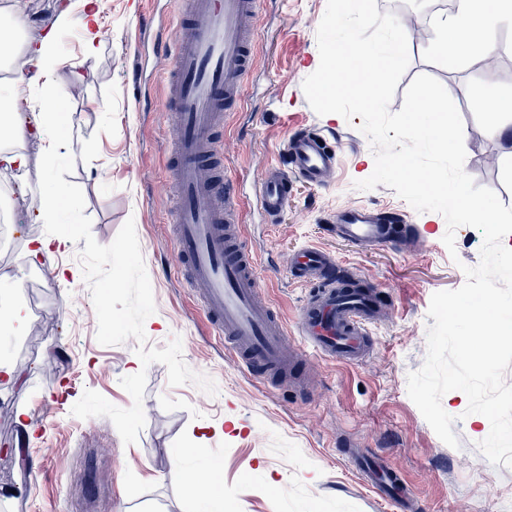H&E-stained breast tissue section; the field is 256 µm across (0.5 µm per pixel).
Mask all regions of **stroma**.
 <instances>
[{
	"instance_id": "obj_1",
	"label": "stroma",
	"mask_w": 512,
	"mask_h": 512,
	"mask_svg": "<svg viewBox=\"0 0 512 512\" xmlns=\"http://www.w3.org/2000/svg\"><path fill=\"white\" fill-rule=\"evenodd\" d=\"M253 67L244 81L243 104L218 135L230 176L243 195V222L250 247L262 261V295L292 327L305 290L284 264L299 247L328 251L337 265L358 270L383 299L370 325V356L355 365L316 359L306 387L267 389L252 381L225 351L205 320L199 291L176 260L170 226L176 193L168 169L175 132L166 106L163 68L145 63L143 101L130 80L135 51L152 55L169 43L175 0H103L96 29L98 51L83 58L80 31L63 38V62L52 75L71 104L68 175L84 195L94 239L110 244L134 220L152 286L154 314L144 323L147 343L164 348L182 340V359L212 379L215 395L195 384L168 383L160 363L142 367L138 343L97 342V317L77 259L82 243L29 262L32 240L45 237L37 218L40 161L47 140L20 141L22 169H0L12 181L14 231L0 240V289H8L26 318L23 328L0 330V363L19 373L0 379V512H83L95 497L96 512H207L186 493L184 476L217 477L237 512H403L378 498L341 458L346 446L364 449L395 466L418 495L415 512H512V468L493 465L478 444L490 432L466 401L445 394L442 406L455 416L460 445H446L407 392V377L424 363L431 297L461 287L464 267L480 260L483 235L463 226L455 251L442 238L447 225L436 212L420 213L393 189L369 191L355 181L369 177L375 159L360 132L361 117L321 116L309 105L302 83L319 59L316 32L327 0H259ZM426 0H377L379 12L418 19L425 35L409 39L410 63L390 104L399 111L418 75L439 80L464 126L465 172L512 206V143L494 137L482 112V94L512 93V22L498 34L495 53L467 54L448 66L427 53L437 37ZM150 23L133 39L140 13ZM82 60L79 75L70 63ZM326 130L338 145V164L323 185L295 179L286 210L266 215L253 184L278 160L289 133L299 126ZM354 205L399 210L419 228L418 241L353 245L329 227L342 208ZM66 272L56 281L53 270ZM146 369L145 426L137 443L124 445L109 418L80 419L73 405L85 390L127 408L120 380Z\"/></svg>"
}]
</instances>
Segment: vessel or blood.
<instances>
[{"label": "vessel or blood", "instance_id": "b4317fda", "mask_svg": "<svg viewBox=\"0 0 512 512\" xmlns=\"http://www.w3.org/2000/svg\"><path fill=\"white\" fill-rule=\"evenodd\" d=\"M182 11L188 21L162 54L168 105L178 117L173 242L189 279L203 287L199 304L206 320L246 373L265 381L312 356L346 365L364 361L373 349L368 326L379 312L375 292L354 271L337 268L323 249L293 252L289 275L311 292L299 317L304 343H291L277 312L261 297L258 256L247 242L237 186L212 167L215 131L241 100L257 0H182ZM283 157L255 187L273 218L286 209L294 178L324 183L336 166V145L321 131L300 129L288 137ZM411 230L402 216L363 206L340 210L332 228L337 239L355 245L400 240ZM348 461L380 499L403 497L400 477L386 461L361 452L350 453Z\"/></svg>", "mask_w": 512, "mask_h": 512}]
</instances>
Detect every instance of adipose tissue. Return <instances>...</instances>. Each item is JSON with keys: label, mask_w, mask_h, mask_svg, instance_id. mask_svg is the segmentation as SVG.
I'll list each match as a JSON object with an SVG mask.
<instances>
[{"label": "adipose tissue", "mask_w": 512, "mask_h": 512, "mask_svg": "<svg viewBox=\"0 0 512 512\" xmlns=\"http://www.w3.org/2000/svg\"><path fill=\"white\" fill-rule=\"evenodd\" d=\"M99 4L100 0H82L83 11L77 17L66 10L60 12L41 40L25 45L23 65L13 70L9 83L0 86V93L10 96L17 88L32 83L34 77H49L59 54L58 40L63 29L80 27L85 55H94L93 30L99 19ZM509 16H512V0H456L454 12L435 20L440 37L433 50L451 62L472 50L493 51L497 29Z\"/></svg>", "instance_id": "adipose-tissue-1"}]
</instances>
